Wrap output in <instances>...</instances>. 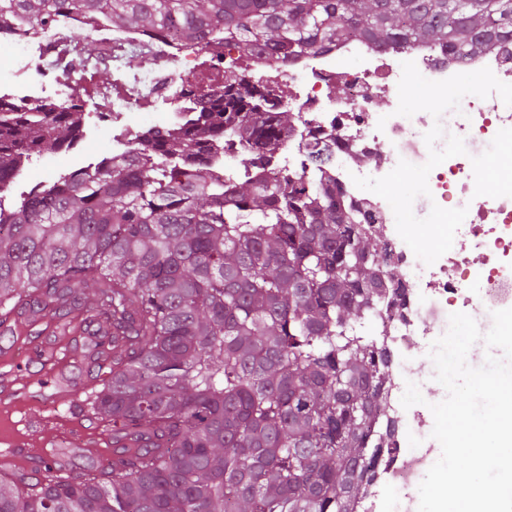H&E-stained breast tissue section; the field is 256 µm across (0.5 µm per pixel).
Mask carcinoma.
Returning <instances> with one entry per match:
<instances>
[{
    "label": "carcinoma",
    "instance_id": "1",
    "mask_svg": "<svg viewBox=\"0 0 512 512\" xmlns=\"http://www.w3.org/2000/svg\"><path fill=\"white\" fill-rule=\"evenodd\" d=\"M65 4L183 42L234 38L268 59L330 42L512 43V0H0V20L45 22ZM278 97L215 91L137 161L112 157L0 215V306L79 311L106 329L93 414L113 454L79 475L37 456L41 487L27 492L24 469L0 473V512H355L386 445L376 418L390 383L366 324L400 278L336 188L210 165L234 145L269 163L295 121ZM81 125L79 112L0 104V190ZM306 150L316 173L336 161L330 142Z\"/></svg>",
    "mask_w": 512,
    "mask_h": 512
}]
</instances>
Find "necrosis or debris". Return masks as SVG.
<instances>
[{"mask_svg": "<svg viewBox=\"0 0 512 512\" xmlns=\"http://www.w3.org/2000/svg\"><path fill=\"white\" fill-rule=\"evenodd\" d=\"M81 31L95 37L94 55L85 54ZM0 46L12 51L0 65L1 101L82 112L81 141L108 134L116 155L137 151L150 133L184 127L212 87L240 83L285 88L281 106L296 117L267 179L310 176L305 143L335 141L329 175L359 222L381 228L382 260L397 266L404 286L401 306L373 317L391 378L380 424L394 432L357 509L375 512L383 485L412 499L435 451L431 443L405 447L412 426L425 420L423 411L401 405L407 383L428 376L418 359L423 339L442 330L449 312L486 321L512 307V171L500 175L492 195L477 189L483 158L512 142V49L458 57L438 46L380 48L361 41L260 64L220 38L186 43L167 31L116 30L67 8L38 25L21 18L1 23ZM137 55L151 57L155 68H132ZM103 69L112 80L96 83ZM467 74L481 81L462 94ZM416 88L434 94V110H409ZM380 151L383 164L368 166L366 155ZM396 174L419 186L401 204L386 190ZM445 209L453 211L468 247L416 249L409 225ZM473 279L480 284L476 298L465 288Z\"/></svg>", "mask_w": 512, "mask_h": 512, "instance_id": "necrosis-or-debris-1", "label": "necrosis or debris"}]
</instances>
